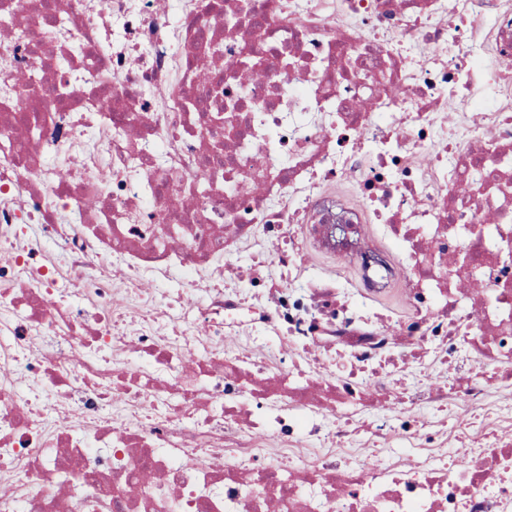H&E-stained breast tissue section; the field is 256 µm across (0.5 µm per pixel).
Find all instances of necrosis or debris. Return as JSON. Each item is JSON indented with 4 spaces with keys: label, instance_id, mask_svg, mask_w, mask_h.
<instances>
[{
    "label": "necrosis or debris",
    "instance_id": "4bbe7bcc",
    "mask_svg": "<svg viewBox=\"0 0 512 512\" xmlns=\"http://www.w3.org/2000/svg\"><path fill=\"white\" fill-rule=\"evenodd\" d=\"M0 34V512H512V0H0ZM340 249L361 288L313 271Z\"/></svg>",
    "mask_w": 512,
    "mask_h": 512
}]
</instances>
